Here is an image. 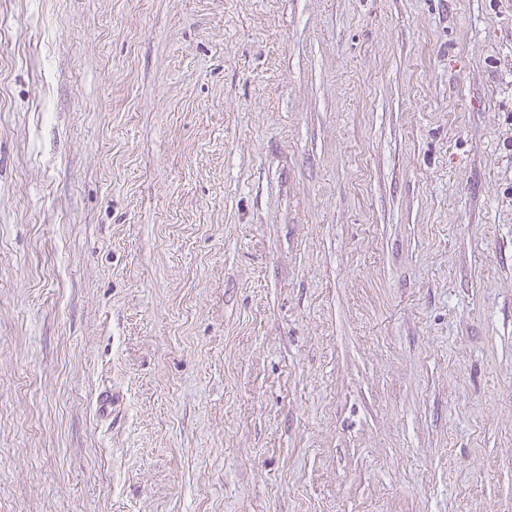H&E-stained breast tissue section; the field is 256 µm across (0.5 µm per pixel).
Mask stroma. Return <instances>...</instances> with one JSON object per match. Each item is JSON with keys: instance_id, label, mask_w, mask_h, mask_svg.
<instances>
[{"instance_id": "1", "label": "stroma", "mask_w": 512, "mask_h": 512, "mask_svg": "<svg viewBox=\"0 0 512 512\" xmlns=\"http://www.w3.org/2000/svg\"><path fill=\"white\" fill-rule=\"evenodd\" d=\"M0 512H512V0H0Z\"/></svg>"}]
</instances>
